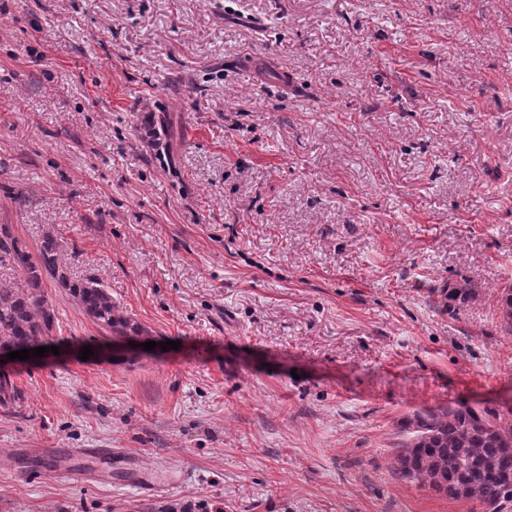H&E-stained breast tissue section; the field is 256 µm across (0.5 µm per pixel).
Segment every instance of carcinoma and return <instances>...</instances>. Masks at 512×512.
Instances as JSON below:
<instances>
[{
	"label": "carcinoma",
	"instance_id": "cac0c4a2",
	"mask_svg": "<svg viewBox=\"0 0 512 512\" xmlns=\"http://www.w3.org/2000/svg\"><path fill=\"white\" fill-rule=\"evenodd\" d=\"M57 247L48 235L34 256L8 227H0V253L17 263L24 279L22 287L0 286V348L29 350L51 335L55 311L45 295L47 277L67 289L76 305L111 336H145L146 331L112 302V294L99 279H71L58 263ZM476 297V289L465 285L440 292L441 302L450 310ZM499 307L512 331V286L501 289ZM18 398L13 382L0 377V406ZM397 472L450 500L476 502L485 512L496 503L512 501V411L450 406L420 414L417 435L398 456Z\"/></svg>",
	"mask_w": 512,
	"mask_h": 512
}]
</instances>
